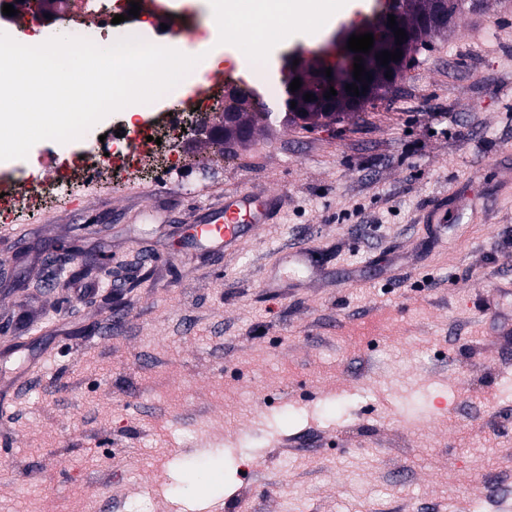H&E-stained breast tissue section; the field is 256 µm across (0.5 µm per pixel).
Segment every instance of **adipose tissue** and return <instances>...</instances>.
Segmentation results:
<instances>
[{"label":"adipose tissue","mask_w":512,"mask_h":512,"mask_svg":"<svg viewBox=\"0 0 512 512\" xmlns=\"http://www.w3.org/2000/svg\"><path fill=\"white\" fill-rule=\"evenodd\" d=\"M337 9L336 0H224V35L237 38L240 27L248 24L252 17L275 15L282 21L299 23L315 40L333 26ZM212 30V25H204V34L198 39V51L177 57L178 68L185 78L184 94L194 93L202 82V74L220 69L223 63L220 55L209 54L207 50Z\"/></svg>","instance_id":"1"}]
</instances>
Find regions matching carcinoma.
<instances>
[{
  "instance_id": "carcinoma-1",
  "label": "carcinoma",
  "mask_w": 512,
  "mask_h": 512,
  "mask_svg": "<svg viewBox=\"0 0 512 512\" xmlns=\"http://www.w3.org/2000/svg\"><path fill=\"white\" fill-rule=\"evenodd\" d=\"M393 6L386 12L378 14L374 20L363 24L365 31L374 34V45L371 51L362 55L363 65L367 72L372 74L373 80L368 83V89L364 94L356 97L353 93L345 90V85L350 83L360 87L361 81L350 79L346 82L328 79L321 83L303 84L294 91H286L288 98V119L291 122L302 120L312 126L320 124L325 119L333 121L341 118L347 112L356 109L367 101L375 98L379 91L392 83V78L396 77L404 67L408 65L411 55L418 45L424 43V39L432 37L443 32V29H433L428 19L435 13H441L445 21H450L453 16L460 11L462 0H392ZM394 15L397 27L405 30L407 40L401 45H396V38L393 30L388 27V15ZM353 34H359V31L349 30L335 41L337 52L344 55L345 63L341 71L353 75V63L356 53L346 49L348 39ZM402 51V57L398 61H389L388 65L382 66L376 61V54L395 49ZM391 71V78H386V71ZM334 87L337 95L327 99L325 92L329 87ZM311 93L315 100L307 102L304 100V94ZM296 102V106H291V102ZM257 124V116L249 110H243L238 113L237 129L234 131H224V141L246 140L248 139Z\"/></svg>"
}]
</instances>
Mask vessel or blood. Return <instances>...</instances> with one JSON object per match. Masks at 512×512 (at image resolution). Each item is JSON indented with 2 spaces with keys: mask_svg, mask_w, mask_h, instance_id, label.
I'll return each instance as SVG.
<instances>
[{
  "mask_svg": "<svg viewBox=\"0 0 512 512\" xmlns=\"http://www.w3.org/2000/svg\"><path fill=\"white\" fill-rule=\"evenodd\" d=\"M278 196L271 191H234L224 195V203L206 223L197 225L199 242L213 247H236L240 238L268 223Z\"/></svg>",
  "mask_w": 512,
  "mask_h": 512,
  "instance_id": "obj_1",
  "label": "vessel or blood"
}]
</instances>
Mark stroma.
<instances>
[{
    "label": "stroma",
    "instance_id": "35a3bbf8",
    "mask_svg": "<svg viewBox=\"0 0 512 512\" xmlns=\"http://www.w3.org/2000/svg\"><path fill=\"white\" fill-rule=\"evenodd\" d=\"M284 97L223 155L0 222V512L512 505V0L342 120L286 123ZM231 190L281 202L227 252L194 229ZM296 248L315 273L284 272Z\"/></svg>",
    "mask_w": 512,
    "mask_h": 512
}]
</instances>
